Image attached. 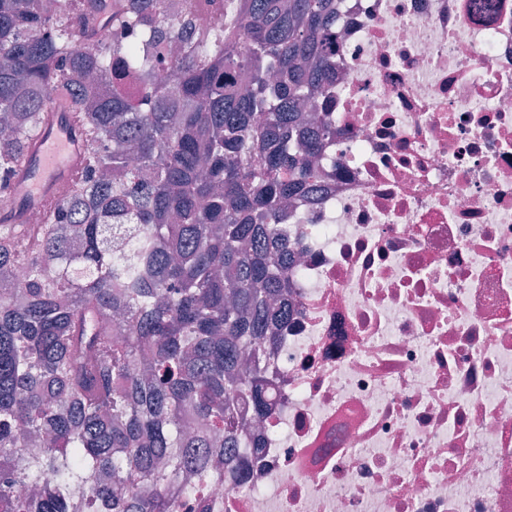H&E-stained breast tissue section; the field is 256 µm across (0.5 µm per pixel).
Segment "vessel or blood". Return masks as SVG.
<instances>
[{"mask_svg":"<svg viewBox=\"0 0 512 512\" xmlns=\"http://www.w3.org/2000/svg\"><path fill=\"white\" fill-rule=\"evenodd\" d=\"M82 141V133L68 113L58 105H51L47 123L10 183L8 202L0 207V221L23 222L27 211L65 197L82 171Z\"/></svg>","mask_w":512,"mask_h":512,"instance_id":"obj_1","label":"vessel or blood"}]
</instances>
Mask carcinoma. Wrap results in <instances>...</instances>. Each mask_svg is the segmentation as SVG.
Masks as SVG:
<instances>
[{
    "instance_id": "1",
    "label": "carcinoma",
    "mask_w": 512,
    "mask_h": 512,
    "mask_svg": "<svg viewBox=\"0 0 512 512\" xmlns=\"http://www.w3.org/2000/svg\"><path fill=\"white\" fill-rule=\"evenodd\" d=\"M227 1L240 31L173 60L163 0H0V193L50 101L86 147L47 223L0 224V272L24 270L0 285V512H174L268 414L258 343L288 320L284 201L319 177L301 112L335 78L339 0Z\"/></svg>"
}]
</instances>
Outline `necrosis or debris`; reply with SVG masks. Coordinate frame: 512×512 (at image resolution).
Here are the masks:
<instances>
[{"label": "necrosis or debris", "mask_w": 512, "mask_h": 512, "mask_svg": "<svg viewBox=\"0 0 512 512\" xmlns=\"http://www.w3.org/2000/svg\"><path fill=\"white\" fill-rule=\"evenodd\" d=\"M244 470L176 512H512V0H341Z\"/></svg>", "instance_id": "necrosis-or-debris-1"}]
</instances>
